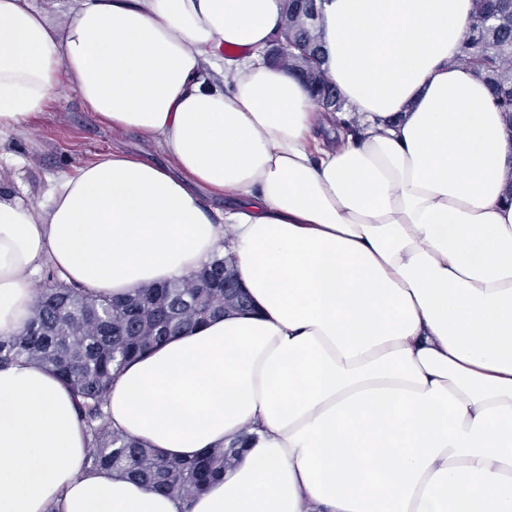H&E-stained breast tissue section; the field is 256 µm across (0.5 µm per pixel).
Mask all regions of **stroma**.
<instances>
[{
	"label": "stroma",
	"mask_w": 512,
	"mask_h": 512,
	"mask_svg": "<svg viewBox=\"0 0 512 512\" xmlns=\"http://www.w3.org/2000/svg\"><path fill=\"white\" fill-rule=\"evenodd\" d=\"M116 146L138 153L147 143L134 132H113L88 112L76 95L66 94L50 101L28 126L7 135L0 148L20 158L22 164L0 167V186L11 189L27 204L38 205L48 177Z\"/></svg>",
	"instance_id": "1"
}]
</instances>
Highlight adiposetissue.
<instances>
[{
	"label": "adipose tissue",
	"instance_id": "ef3b65f1",
	"mask_svg": "<svg viewBox=\"0 0 512 512\" xmlns=\"http://www.w3.org/2000/svg\"><path fill=\"white\" fill-rule=\"evenodd\" d=\"M473 0H322L345 103L264 62L283 0H0V136L58 89L120 149L33 211L0 188V334L44 266L97 297L231 257L252 310L170 337L112 427L191 459L252 434L189 500L90 472L70 390L0 370V512H512V133L458 65ZM220 197L224 208L211 210Z\"/></svg>",
	"mask_w": 512,
	"mask_h": 512
}]
</instances>
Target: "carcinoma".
I'll return each instance as SVG.
<instances>
[{
    "label": "carcinoma",
    "instance_id": "carcinoma-1",
    "mask_svg": "<svg viewBox=\"0 0 512 512\" xmlns=\"http://www.w3.org/2000/svg\"><path fill=\"white\" fill-rule=\"evenodd\" d=\"M284 2L277 38L288 48V70H308L316 104L334 96L336 111H344L337 87L321 68L323 52L317 36L321 16L311 14V0ZM465 33L477 35L478 40L470 49H461L458 62L482 76L512 133V0H474ZM226 270L234 272L232 264L216 256L187 278L107 299L93 298L86 289L49 275L25 326L10 336L0 335V368L25 360L48 368L72 391L91 438L89 469L109 470L149 491L188 499L224 478V471L239 461L249 436L228 448H209L191 460L167 458L147 441L112 429L105 403L113 376L130 361L215 315L250 309L242 288L241 301L224 306Z\"/></svg>",
    "mask_w": 512,
    "mask_h": 512
}]
</instances>
